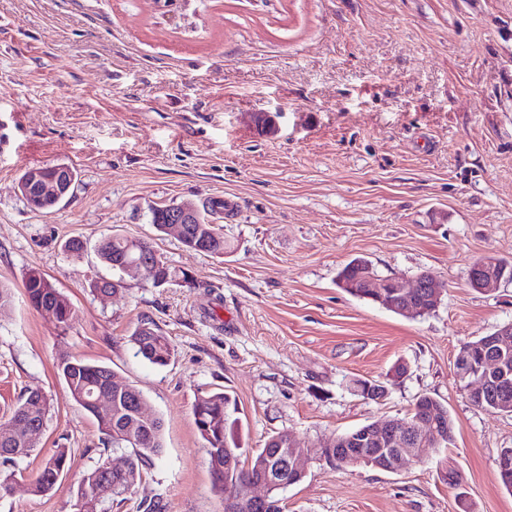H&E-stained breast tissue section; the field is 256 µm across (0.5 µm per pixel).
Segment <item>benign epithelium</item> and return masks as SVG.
<instances>
[{
  "mask_svg": "<svg viewBox=\"0 0 512 512\" xmlns=\"http://www.w3.org/2000/svg\"><path fill=\"white\" fill-rule=\"evenodd\" d=\"M70 188L63 167L36 168L28 171L24 199L31 209L45 211L51 202L67 195ZM162 212L165 230L179 239L185 235V225L201 223L196 209L185 204H168L162 208ZM503 280H512V267L506 263L498 265L495 275L487 273L485 267L479 265L471 269L469 276L470 286L478 290L494 288ZM388 284L395 288L393 295L399 299L400 311L408 316L422 313V303L416 301L420 295L424 294L427 300L440 303L435 280L428 274L421 273L410 283L393 276L382 279L370 272L366 274L368 293L390 307L392 301L382 297V288ZM510 352L512 324H507L483 342V350L478 358L463 354L457 359L455 369L458 380L473 382L468 389L472 401L478 403L493 392L507 394L512 390V369L503 364V357ZM135 416L138 422L127 426L125 433L116 435L118 442L126 440L134 446L139 444L141 424L152 421V418L142 404ZM418 437L439 445L448 439V430L422 410L417 411L411 420L393 422L384 419L346 438L336 439V447L345 449V452L336 455V461L350 467L365 464L391 472L398 471L409 459L417 462L424 459L421 449L413 447V441ZM349 446H363L367 451L352 454L346 451ZM313 459H318L314 449L301 447L294 435L288 434L283 447L276 449L273 454H264V460L258 464L262 472L260 478L224 495V512H280L279 502L272 498V492L287 483L292 485L302 481L306 475L304 462Z\"/></svg>",
  "mask_w": 512,
  "mask_h": 512,
  "instance_id": "benign-epithelium-1",
  "label": "benign epithelium"
}]
</instances>
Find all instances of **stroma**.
I'll return each mask as SVG.
<instances>
[{
	"mask_svg": "<svg viewBox=\"0 0 512 512\" xmlns=\"http://www.w3.org/2000/svg\"><path fill=\"white\" fill-rule=\"evenodd\" d=\"M58 163L75 186L52 213L31 209L21 175ZM219 199L234 205L210 216L222 255L150 222L151 207ZM113 235L191 283L127 274L93 294ZM485 256L512 263V0H0V426L28 392L55 405L0 512H76L111 446L58 377L63 355L107 365L164 422L112 512H224L193 415L210 390L230 397L249 452L286 429L315 446L406 417L425 393L447 407L448 447L396 472L310 462L283 512H512L497 467L512 415L472 403L454 368L464 343L512 323V282L469 284ZM357 257L432 275L440 305L408 319L348 294L337 274ZM31 270L68 296L69 325L31 305ZM144 321L168 336V365L137 356ZM357 379L385 397L356 395ZM61 445L63 486L33 494Z\"/></svg>",
	"mask_w": 512,
	"mask_h": 512,
	"instance_id": "stroma-1",
	"label": "stroma"
}]
</instances>
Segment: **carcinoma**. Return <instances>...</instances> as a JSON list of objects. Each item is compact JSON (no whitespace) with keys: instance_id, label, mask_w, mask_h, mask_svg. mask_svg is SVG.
<instances>
[{"instance_id":"1","label":"carcinoma","mask_w":512,"mask_h":512,"mask_svg":"<svg viewBox=\"0 0 512 512\" xmlns=\"http://www.w3.org/2000/svg\"><path fill=\"white\" fill-rule=\"evenodd\" d=\"M186 231L189 240L206 244L209 253L224 254V235L215 225L206 221L201 224H188ZM152 253L154 249L149 243L121 236L102 240L97 249L100 262L113 270L116 269L113 262L121 257L126 260H138ZM371 267L372 264L364 258L351 260L338 275L339 287L352 296H361L364 292L361 288L362 272ZM23 288L35 308L52 309L59 323L66 326L73 319L74 309L71 302L45 274L36 270L29 271L24 278ZM131 341L136 348V354L152 364L164 365L172 356L169 339L156 327L137 328L131 336ZM56 369L58 376L67 385L70 398L94 417L100 433L109 440L114 439L115 434L121 430L126 421L133 417L134 407L144 400L142 392L138 389L130 395L120 394L123 413L119 415L112 409L98 406L95 402L94 392L98 390L107 392L112 389L111 378L114 374L108 367L65 355L60 358ZM228 405V397L220 391L209 392L198 398L193 408L195 425L214 475V486L221 494L226 492L223 479L224 448L239 449L233 433L235 422L230 420ZM415 406L435 414L448 429V434H453V420L441 401L423 394L416 399ZM483 408L495 413L512 415V393L505 398L492 397L484 401ZM52 410H54V404L47 395L31 391L15 407L11 418L32 426L47 421ZM10 448L31 449L33 445L27 442L25 433L21 431L10 436L0 434V452ZM161 448H163V423L157 417L150 425L144 427L142 442L132 449L131 456H133L137 474L143 473L144 467L149 464L152 457L158 455ZM49 462L52 463L53 468H48L47 463L41 464L32 482V491L36 495L46 494L57 488V483L54 482L55 475L70 470L72 466L71 449L65 447L56 449L48 457ZM126 482L125 474L105 471L101 464L87 471L81 479L85 490L84 503L79 512H107L113 504L119 505L125 502L127 497L119 491V488Z\"/></svg>"}]
</instances>
